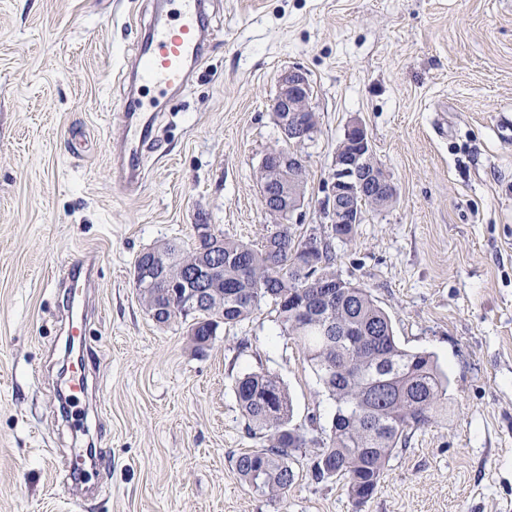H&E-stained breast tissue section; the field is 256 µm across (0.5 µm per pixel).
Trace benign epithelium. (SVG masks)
Returning a JSON list of instances; mask_svg holds the SVG:
<instances>
[{
    "label": "benign epithelium",
    "instance_id": "7a95c632",
    "mask_svg": "<svg viewBox=\"0 0 512 512\" xmlns=\"http://www.w3.org/2000/svg\"><path fill=\"white\" fill-rule=\"evenodd\" d=\"M313 90L308 74L292 66L281 72L271 109L281 134V143L270 148L262 159L256 178L261 186V204L265 215L275 224L291 223L292 214L304 201L307 182V158L301 151L318 132V118L311 105ZM331 196L325 216L331 224H361L369 210L388 207L396 189L384 169L375 163L370 139L364 125L351 120L336 149L331 173ZM197 248L190 250L181 269L205 282L219 275L221 268L205 262L204 254L221 246V237L209 224L195 225ZM163 264L160 252L146 250L137 259V274L145 278L144 288L167 289V302L154 308L153 320L162 326L188 316L208 313V291L181 287L184 276L152 277Z\"/></svg>",
    "mask_w": 512,
    "mask_h": 512
}]
</instances>
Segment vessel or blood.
I'll return each instance as SVG.
<instances>
[{"instance_id": "1", "label": "vessel or blood", "mask_w": 512, "mask_h": 512, "mask_svg": "<svg viewBox=\"0 0 512 512\" xmlns=\"http://www.w3.org/2000/svg\"><path fill=\"white\" fill-rule=\"evenodd\" d=\"M168 10L155 17L149 30L137 43L136 63L130 75V90H152L149 101L126 105L120 118L125 135L113 157L115 184L128 195L134 194L144 177V161L154 148L159 124L156 110L169 94L183 89L202 60L208 41L206 0H167ZM91 255L75 258L68 266L69 295L77 302L86 299Z\"/></svg>"}]
</instances>
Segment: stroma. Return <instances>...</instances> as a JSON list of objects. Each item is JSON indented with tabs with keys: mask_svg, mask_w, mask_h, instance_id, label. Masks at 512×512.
<instances>
[{
	"mask_svg": "<svg viewBox=\"0 0 512 512\" xmlns=\"http://www.w3.org/2000/svg\"><path fill=\"white\" fill-rule=\"evenodd\" d=\"M158 0H0V512H502L512 503V0H208L212 41L162 106L165 134L136 195L113 183L140 26ZM302 68L319 118L292 222L333 239L324 216L336 146L353 119L397 191L336 270L367 288L407 349L449 377L448 418L417 430L377 493L314 483L300 449L287 499L237 474L248 434L244 373L285 387L292 426L335 412L299 345L261 306L194 352L188 324L157 325L133 284L137 256L193 227L260 244L274 224L256 170L279 139L270 103ZM96 258L84 353L101 406L82 430L96 456L78 498L64 461L76 427L57 383L68 324L61 272Z\"/></svg>",
	"mask_w": 512,
	"mask_h": 512,
	"instance_id": "35a3bbf8",
	"label": "stroma"
}]
</instances>
